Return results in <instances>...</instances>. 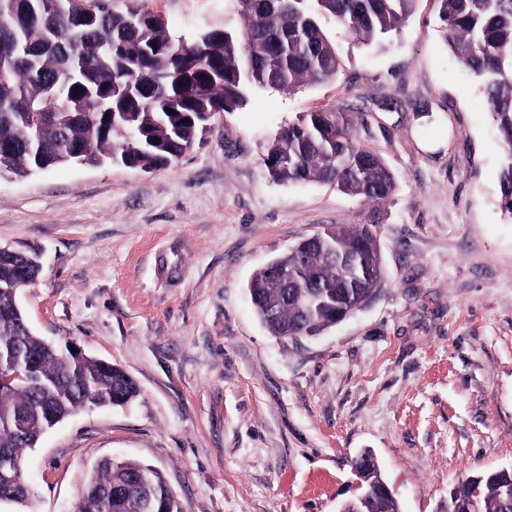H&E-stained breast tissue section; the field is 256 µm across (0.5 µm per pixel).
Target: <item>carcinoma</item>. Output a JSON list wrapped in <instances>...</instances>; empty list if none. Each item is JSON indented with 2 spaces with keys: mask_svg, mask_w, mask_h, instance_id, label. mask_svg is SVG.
I'll return each mask as SVG.
<instances>
[{
  "mask_svg": "<svg viewBox=\"0 0 512 512\" xmlns=\"http://www.w3.org/2000/svg\"><path fill=\"white\" fill-rule=\"evenodd\" d=\"M0 0V174L27 176L71 162L114 161L149 172L172 165L203 133L205 117L228 112L251 87L294 89L333 80L340 67L324 27L334 22L362 45L399 32L417 0H237L238 25L184 42L161 17L129 0ZM445 37L479 80L499 132L498 205L512 219V0H433ZM361 114L305 112L269 146L264 165L287 183L334 184L366 203L387 200L396 180L381 153L355 135ZM41 269L0 258V282L28 284ZM384 286L377 237L336 225L258 269L248 285L255 313L273 336H317ZM0 291V370L28 376L0 389V503L25 512L32 491L22 461L53 422L85 406L129 404L137 382L104 360L76 359L6 317ZM364 469L359 512H400L376 494L379 465ZM512 512V482L495 471L469 476L443 512ZM75 512H184L162 474L141 462L106 461L81 486Z\"/></svg>",
  "mask_w": 512,
  "mask_h": 512,
  "instance_id": "carcinoma-1",
  "label": "carcinoma"
}]
</instances>
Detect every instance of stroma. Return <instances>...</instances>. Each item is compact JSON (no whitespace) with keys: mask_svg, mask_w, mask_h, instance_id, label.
<instances>
[{"mask_svg":"<svg viewBox=\"0 0 512 512\" xmlns=\"http://www.w3.org/2000/svg\"><path fill=\"white\" fill-rule=\"evenodd\" d=\"M193 38L238 22L236 0H143ZM326 30L335 80L257 88L178 161L0 177V245L40 253L19 304L36 335L123 368L141 394L86 407L24 452L34 512H73L102 459L160 470L186 512H338L370 450L400 512H440L480 471L512 468V220L478 80L433 0L384 47ZM346 107L395 174L369 204L278 182L262 163L303 112ZM439 116L445 148L415 122ZM330 224L369 225L386 272L367 308L314 337L271 336L250 302L258 268ZM427 117L418 120L415 134L422 148L433 152L444 147L448 141V125L439 120L427 124Z\"/></svg>","mask_w":512,"mask_h":512,"instance_id":"1","label":"stroma"}]
</instances>
